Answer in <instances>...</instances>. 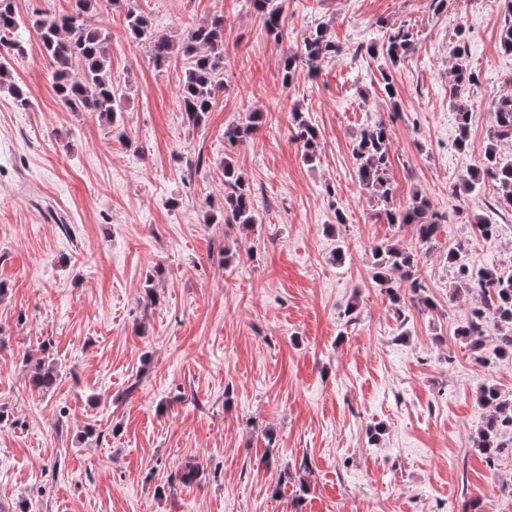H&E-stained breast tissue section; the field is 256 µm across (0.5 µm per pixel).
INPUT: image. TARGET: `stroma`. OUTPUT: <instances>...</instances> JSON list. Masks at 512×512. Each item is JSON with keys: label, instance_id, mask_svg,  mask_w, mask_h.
Listing matches in <instances>:
<instances>
[{"label": "stroma", "instance_id": "35a3bbf8", "mask_svg": "<svg viewBox=\"0 0 512 512\" xmlns=\"http://www.w3.org/2000/svg\"><path fill=\"white\" fill-rule=\"evenodd\" d=\"M182 40L224 18V89L198 127L183 115L186 62L156 67L125 32L128 8ZM280 41L245 0H99L112 36L119 131L60 104L33 29L12 63L31 106L0 92V512H512V455L474 446L486 384L512 398V359L488 340L476 363L458 327L474 296L451 297L445 256L512 268V209L460 178L489 143L492 97L512 94L501 0H284ZM338 54L281 83L284 54L317 26ZM413 35L390 63V31ZM478 74L458 150L451 68ZM393 76L387 97L381 70ZM300 107L313 161L291 138ZM252 112L258 130L224 144ZM392 133L397 204L501 225L486 239L443 224L432 243L386 223L358 183L352 149ZM253 185L257 224L207 221L224 207V162ZM345 223H337L336 212ZM398 243L434 302L394 308L371 249ZM46 358L57 381L34 388ZM198 463L196 484L176 477Z\"/></svg>", "mask_w": 512, "mask_h": 512}]
</instances>
